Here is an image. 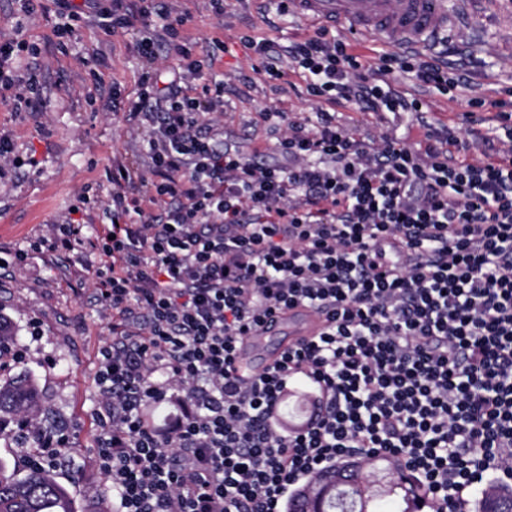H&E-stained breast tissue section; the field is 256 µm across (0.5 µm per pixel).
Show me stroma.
<instances>
[{"label": "stroma", "instance_id": "stroma-1", "mask_svg": "<svg viewBox=\"0 0 512 512\" xmlns=\"http://www.w3.org/2000/svg\"><path fill=\"white\" fill-rule=\"evenodd\" d=\"M177 5L192 17L184 34L199 50L215 38L225 44L203 72L224 83L227 142L244 148L253 136L274 145L275 135L253 124L261 110H317L303 77L292 72L282 81L263 80L253 72L251 53L241 42L250 35L285 46L308 34V26L281 13L275 0H234L221 17L212 13L208 0H178ZM470 9L474 26L454 39L479 60L470 70L469 91L450 97L419 88L407 76L393 83L428 104L427 118L436 125L460 121L469 96L491 101L512 87V0H473ZM53 23L48 12L20 19L15 0H0V31L22 26L24 39L43 47L46 80L36 111H12L9 98H0V132L11 135L22 159L21 165L0 170V251L24 248L29 254L22 268L0 269V313L10 318L21 340L27 339L31 322L41 325L42 341L32 344L25 362L6 374L32 375L43 397L42 425L73 433L67 464L57 475L84 507L106 488L94 465L95 352L112 334V313L95 302L91 281L79 277L84 267L99 265L97 253L87 250L66 259L39 251L35 244L50 225L69 220L85 188H92L102 205L110 203L113 165L145 166L147 143L142 125L124 117L140 75L136 28L109 36L94 17H87L63 54L50 45ZM97 81L105 93L88 101L87 92ZM114 87L120 88V98L111 97Z\"/></svg>", "mask_w": 512, "mask_h": 512}]
</instances>
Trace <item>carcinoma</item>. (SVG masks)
<instances>
[{"label": "carcinoma", "instance_id": "cac0c4a2", "mask_svg": "<svg viewBox=\"0 0 512 512\" xmlns=\"http://www.w3.org/2000/svg\"><path fill=\"white\" fill-rule=\"evenodd\" d=\"M41 397L35 379L19 375L0 383V421L19 414L38 413ZM408 483L396 481L387 490L375 494L371 512H401L399 505L409 500L426 498L424 487L412 476ZM0 512H77L69 490L59 483L51 471L29 469L20 475L0 462ZM309 512H360L354 500L311 502ZM475 512H512V485L499 484L490 498L476 500Z\"/></svg>", "mask_w": 512, "mask_h": 512}]
</instances>
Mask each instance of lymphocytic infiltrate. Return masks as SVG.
<instances>
[{
  "instance_id": "lymphocytic-infiltrate-1",
  "label": "lymphocytic infiltrate",
  "mask_w": 512,
  "mask_h": 512,
  "mask_svg": "<svg viewBox=\"0 0 512 512\" xmlns=\"http://www.w3.org/2000/svg\"><path fill=\"white\" fill-rule=\"evenodd\" d=\"M56 38L84 14L109 33L140 19L142 62L128 119L147 129V169L112 171L110 222L95 236L59 224L49 252L93 249L94 300L112 312L97 351V466L116 512H287L293 488L353 455L405 464L429 512H468L489 483L512 480V102L494 127H428L419 148L393 128L424 104L390 78L409 74L440 94L466 81L471 53L395 51L377 63L320 27L279 48L246 39L255 72L309 76L311 115L257 112L279 134L251 154L224 143V84L204 81L168 0H54ZM178 64L159 68L162 47ZM39 45L0 33V88L13 111H35L40 70L19 80ZM459 63H452V56ZM376 113L371 142L332 108ZM481 156L468 159L472 145ZM310 307L313 338L274 365L237 367L246 336L272 315ZM318 392L292 431L280 421L290 383ZM175 409L166 427L158 409ZM16 433L24 467L55 468L70 432L35 417Z\"/></svg>"
}]
</instances>
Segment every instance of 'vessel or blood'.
Masks as SVG:
<instances>
[{"label":"vessel or blood","instance_id":"vessel-or-blood-1","mask_svg":"<svg viewBox=\"0 0 512 512\" xmlns=\"http://www.w3.org/2000/svg\"><path fill=\"white\" fill-rule=\"evenodd\" d=\"M470 0H459L457 11H449L447 0H288L289 7L304 22L317 25L344 24L369 41L394 49L425 48L438 37L452 35L470 17ZM323 316L309 309L277 314L254 335L246 337L239 365L250 371L267 367L257 352L266 337L287 329L276 353L312 337L322 326Z\"/></svg>","mask_w":512,"mask_h":512}]
</instances>
